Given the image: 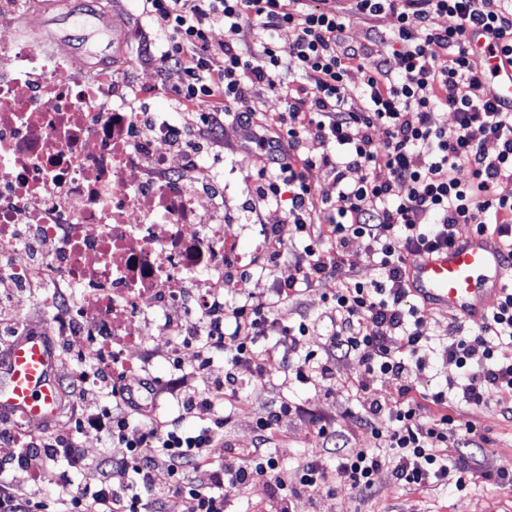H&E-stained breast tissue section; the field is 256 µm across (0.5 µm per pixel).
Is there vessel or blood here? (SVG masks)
Wrapping results in <instances>:
<instances>
[{"mask_svg": "<svg viewBox=\"0 0 512 512\" xmlns=\"http://www.w3.org/2000/svg\"><path fill=\"white\" fill-rule=\"evenodd\" d=\"M492 86L498 97L512 102V61L497 57ZM412 296L424 307L436 308L482 323L512 277V266L501 247L486 234L459 237L448 249L411 256L407 262ZM58 355L38 332L20 336L8 362L0 366V414L48 424L60 414L64 398L55 378Z\"/></svg>", "mask_w": 512, "mask_h": 512, "instance_id": "b4317fda", "label": "vessel or blood"}]
</instances>
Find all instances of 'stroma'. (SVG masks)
<instances>
[{"instance_id":"35a3bbf8","label":"stroma","mask_w":512,"mask_h":512,"mask_svg":"<svg viewBox=\"0 0 512 512\" xmlns=\"http://www.w3.org/2000/svg\"><path fill=\"white\" fill-rule=\"evenodd\" d=\"M70 9L52 8L38 11L37 21L43 31L39 41H32L24 19L0 16V33L16 47H33L35 51L51 52L63 49V59L69 73L83 75L94 57L122 52L129 76L142 83H153L150 69L141 65L133 31L138 23L132 0H123L121 14L112 11V0H70ZM261 157L245 146L241 130L233 124L224 127V209L231 215L227 232L239 253L252 256L257 252L261 224L277 223L282 211L267 208L260 223L249 222L243 211L249 178L256 175ZM293 253H286L273 271L251 270L233 299L264 298L277 281L296 276ZM335 378L340 387L326 393L324 387L302 384L295 380L274 377L265 382H253L252 369L243 364L238 368L245 382L237 399L217 405V413L225 414L224 437L209 450V460L221 465L228 450L238 451L255 444V421L271 406L288 403L299 409L276 434L271 445L281 462L296 467L307 461L323 463L334 471L337 463L328 454L316 433L313 416L330 419L337 433L347 439L350 447L371 445L369 432L362 429L357 417L361 407L356 386L363 368L357 357L337 361ZM451 414L461 421H472L483 440L479 447L466 446L459 437L448 439L443 454L449 461L471 467L474 479L465 492L454 485L432 486L415 490L399 484L392 466H385L375 476L371 495H359L345 489L343 477L317 495L301 496L296 512H512V486H506L501 470L512 468V419H505L495 404L473 408L454 401Z\"/></svg>"}]
</instances>
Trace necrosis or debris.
I'll return each mask as SVG.
<instances>
[{
    "instance_id": "1",
    "label": "necrosis or debris",
    "mask_w": 512,
    "mask_h": 512,
    "mask_svg": "<svg viewBox=\"0 0 512 512\" xmlns=\"http://www.w3.org/2000/svg\"><path fill=\"white\" fill-rule=\"evenodd\" d=\"M116 91L139 100L151 94L134 83L87 96L82 79L51 71L34 50L13 52L0 36V216L32 221L33 232L54 243L13 277L24 289L58 284L53 327L77 356L95 357L107 340L113 376L136 371L146 379L155 356L172 360L193 348L181 325L223 320L224 291L248 261L225 225L200 209L207 170L189 191L171 175L168 125H157L146 146L150 171L130 162L124 145L137 126L108 128Z\"/></svg>"
}]
</instances>
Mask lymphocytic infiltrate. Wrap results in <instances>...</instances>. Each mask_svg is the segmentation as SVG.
<instances>
[{
    "label": "lymphocytic infiltrate",
    "instance_id": "obj_1",
    "mask_svg": "<svg viewBox=\"0 0 512 512\" xmlns=\"http://www.w3.org/2000/svg\"><path fill=\"white\" fill-rule=\"evenodd\" d=\"M137 12L135 39L146 62L163 82L180 72L173 102L200 108L197 134L208 146H219L226 122L253 126L257 87L284 98V111L264 118L266 161L250 183L245 210L257 216L283 206L281 223L271 227L277 250L252 264L271 269L295 244L299 278L278 285L274 299L225 305L223 326L193 327V360L173 365L179 420L168 424L112 405L104 355L75 375L68 393L71 424L102 433L109 447L95 464V488L75 487L64 473L54 496H41L35 485L42 472L62 459L80 460L79 444L55 429L32 436L16 416L1 420L0 512H224L225 488L256 484L279 501L280 512H292L302 491L321 490L329 481L319 464L287 470L268 445L295 407L283 403L259 417L258 447L219 469L208 462L224 435V420L213 411L221 397L240 392L239 364L252 365L257 382L281 372L312 383L330 379L334 362L352 355L363 367L361 421L373 445L337 447L349 488L372 494L375 474L392 462L397 480L410 488L450 480L465 491L472 470L449 469L441 450L449 435L472 434L476 427L448 414V404L459 396L474 408L495 401L512 409V360L497 355L498 341L512 340V286L484 325L468 334L449 327L435 346L463 369V380L419 395L413 372L433 346L420 329L419 308L409 301L405 273L411 256L448 247L461 224L496 233L512 265V106L492 92L468 39L471 30H485L494 37L493 49L511 55L512 0H353L347 14L329 0H137ZM389 14L397 21L390 33L374 32L360 45L343 40L351 19ZM435 14L456 22L432 28ZM218 27L224 30L220 41L213 37ZM281 30L293 36L285 49L273 39ZM377 41L386 43L385 53L374 52ZM353 67L364 74L354 91L345 82ZM443 111L454 113L453 127L441 124ZM489 140L497 144L492 156L484 149ZM380 168L388 179L376 177ZM321 169L331 175L340 201L327 224L316 221L327 199L313 195L309 180ZM357 239L376 260L375 279L344 273V257ZM323 282L329 285L324 300L331 340L320 353L302 345L315 322L304 317L282 327L277 307L297 285ZM280 328L290 337L286 353L274 346L259 350V339ZM219 356L223 375L207 387L193 385L191 374L210 371ZM381 377L394 381L395 395L371 392V381ZM430 405L438 416L425 417Z\"/></svg>",
    "mask_w": 512,
    "mask_h": 512
}]
</instances>
